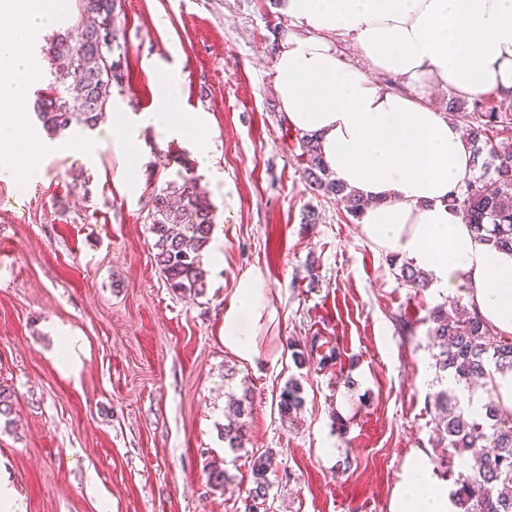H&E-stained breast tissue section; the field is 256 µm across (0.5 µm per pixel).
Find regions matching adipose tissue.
Returning <instances> with one entry per match:
<instances>
[{"label": "adipose tissue", "instance_id": "1", "mask_svg": "<svg viewBox=\"0 0 512 512\" xmlns=\"http://www.w3.org/2000/svg\"><path fill=\"white\" fill-rule=\"evenodd\" d=\"M55 0H0V104L24 96L37 76L29 45L56 19ZM290 24L273 65L282 111L315 136L323 161L369 205L360 222L384 253L408 259L436 287L468 282L470 310L512 334V255L481 241L447 198L475 174L463 130L434 107L432 93L463 97L489 90L512 97V0H279ZM352 40L361 65L345 63L335 36ZM156 110L114 113L112 124L135 152L138 129L152 126L186 141L212 181L213 143L204 113L173 112L167 81ZM23 113H0V170L29 181L46 153L29 138ZM267 308L260 273L244 272L224 309V346L246 361ZM391 512H449L424 458L414 459Z\"/></svg>", "mask_w": 512, "mask_h": 512}]
</instances>
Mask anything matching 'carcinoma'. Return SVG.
<instances>
[{
    "label": "carcinoma",
    "instance_id": "obj_1",
    "mask_svg": "<svg viewBox=\"0 0 512 512\" xmlns=\"http://www.w3.org/2000/svg\"><path fill=\"white\" fill-rule=\"evenodd\" d=\"M79 33H59L41 47L50 64L52 81L35 93L34 115L51 138L70 130H92L112 106L114 85L124 79L121 61L112 58V43L117 41L115 11L117 0H77ZM473 121L469 124V145L478 176L465 190L448 195V206L461 211L479 239L493 248L512 254V143L497 142L490 132L512 120V103L498 111H481L472 102ZM305 157L304 177L309 188L337 202L353 218L360 216V197L341 184L324 165L320 147L312 136L299 139ZM145 220L153 236V260L169 288L175 292L202 295L207 288L208 271L204 256L215 227L211 204L196 191L193 178L168 182L149 194ZM390 266L407 287L419 293L427 288V275L411 262L389 257ZM429 336L432 359L440 380L469 385L491 379L495 371L512 370V339L495 344L488 341L492 328L466 305L455 314L444 306L430 312ZM291 357L298 367L317 361L321 364L334 355L317 358L316 342L297 348ZM280 416L292 418L305 407L303 387L290 379L281 389L276 403ZM433 424L437 440L448 449L444 460L448 471L466 456L479 460L477 470L459 478L457 502L464 512H512V419L496 397L488 395L481 414L465 413L456 407L454 397L442 388L432 395ZM248 391L232 400L224 416V447L244 448V418L251 414ZM275 457L266 451L251 461V486L241 498V512H261L269 496L268 474Z\"/></svg>",
    "mask_w": 512,
    "mask_h": 512
}]
</instances>
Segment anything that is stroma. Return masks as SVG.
Returning a JSON list of instances; mask_svg holds the SVG:
<instances>
[{"label":"stroma","mask_w":512,"mask_h":512,"mask_svg":"<svg viewBox=\"0 0 512 512\" xmlns=\"http://www.w3.org/2000/svg\"><path fill=\"white\" fill-rule=\"evenodd\" d=\"M115 16V111H143L158 77L172 79L177 110L206 113L224 180L152 126L124 154L108 117L51 141L33 182L0 178V388L14 395L0 477L25 512H239L250 460L266 451L268 512H391L417 454L454 486L427 405L441 388L429 314L468 285L414 293L358 220L309 188L273 85L286 18L269 0H117ZM187 173L215 208L224 255L196 297L167 287L145 223L152 186ZM250 268L267 300L251 363L224 347V308ZM61 327L83 342L74 373L53 359ZM313 340L334 363L296 367L290 345ZM291 378L306 404L284 421L275 402ZM246 390L234 452L224 407ZM215 466L227 488L209 483Z\"/></svg>","instance_id":"35a3bbf8"}]
</instances>
